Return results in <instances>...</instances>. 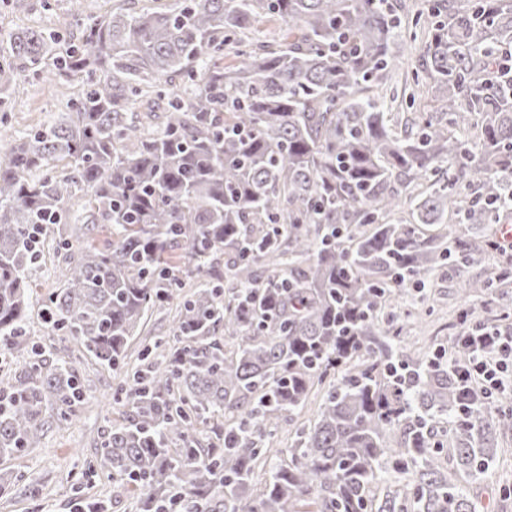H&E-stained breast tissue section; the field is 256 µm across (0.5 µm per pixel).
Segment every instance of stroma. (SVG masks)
Masks as SVG:
<instances>
[{"mask_svg": "<svg viewBox=\"0 0 512 512\" xmlns=\"http://www.w3.org/2000/svg\"><path fill=\"white\" fill-rule=\"evenodd\" d=\"M32 27L58 32L64 47L79 34L67 0H0L1 52L7 51L10 34ZM73 90L67 82L48 83L35 77L0 98V114L10 132L23 133L53 120ZM458 305L454 282L446 270L428 272L421 285L410 287L398 310L399 316L408 319L398 341L402 358L447 351L452 336L459 332L455 324ZM27 336L30 343L56 356L79 357L84 393L71 424L49 422L39 447L23 456L0 459V479L11 485L10 494L0 498V512H77L70 487L79 480L89 484L91 497L108 501L107 512H132L130 499L113 496L111 481L103 474L89 473L86 467L108 418L118 412L112 404L118 375L91 358L78 356L74 343L46 329L38 316H31ZM493 441L496 457L464 487L477 512H512V496L499 494L502 485L512 486V434L494 435Z\"/></svg>", "mask_w": 512, "mask_h": 512, "instance_id": "1", "label": "stroma"}]
</instances>
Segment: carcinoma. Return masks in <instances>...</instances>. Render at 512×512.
Returning a JSON list of instances; mask_svg holds the SVG:
<instances>
[{
	"label": "carcinoma",
	"mask_w": 512,
	"mask_h": 512,
	"mask_svg": "<svg viewBox=\"0 0 512 512\" xmlns=\"http://www.w3.org/2000/svg\"><path fill=\"white\" fill-rule=\"evenodd\" d=\"M68 2L83 30L65 52L27 28L0 55V91L29 71L79 86L56 119L0 143V457L38 447L46 406L68 423L83 395L74 361L51 367L37 346L22 375H2L53 249L61 286L42 315L122 375L91 467L137 512H474L441 456L484 470L488 435L512 433V396L462 414L461 337L451 367L403 360L401 328L380 314L428 270L491 250L463 225L512 222V0H425L413 18L388 0H170L93 17ZM259 17L287 28L255 43ZM420 34L413 82L441 107L404 124L388 80ZM138 99L166 103L156 129L128 115ZM510 278L503 265L456 291ZM170 303L172 336L128 367L145 315ZM318 386L317 417L273 447ZM383 474L406 481L403 498L376 502Z\"/></svg>",
	"instance_id": "carcinoma-1"
}]
</instances>
